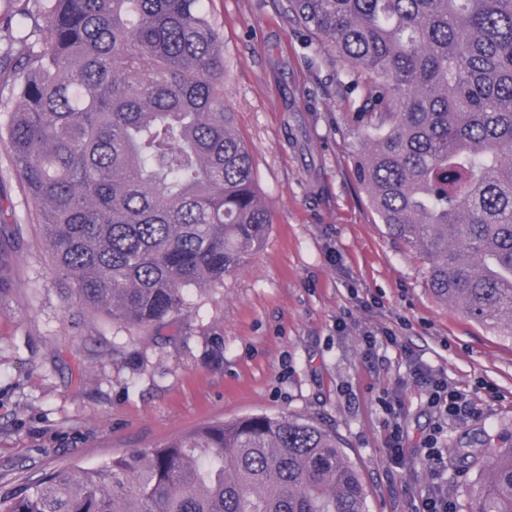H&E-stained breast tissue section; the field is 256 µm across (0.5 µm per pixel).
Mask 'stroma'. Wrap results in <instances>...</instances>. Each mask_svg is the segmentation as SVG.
I'll use <instances>...</instances> for the list:
<instances>
[{
	"instance_id": "obj_1",
	"label": "stroma",
	"mask_w": 512,
	"mask_h": 512,
	"mask_svg": "<svg viewBox=\"0 0 512 512\" xmlns=\"http://www.w3.org/2000/svg\"><path fill=\"white\" fill-rule=\"evenodd\" d=\"M280 0H209L224 30V94L252 150L271 222L223 285L191 290L142 329L71 301L0 143V495L197 428L266 414L336 432L368 512H415L430 482L421 440L436 419L421 364L474 396L444 428L449 497L464 504L491 446H512V338L437 299L423 260L393 239L352 173L351 102ZM494 396H487V389ZM401 402L408 447L385 457L379 400ZM476 465L460 469L454 449Z\"/></svg>"
}]
</instances>
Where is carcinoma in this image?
I'll return each mask as SVG.
<instances>
[{
  "label": "carcinoma",
  "instance_id": "obj_1",
  "mask_svg": "<svg viewBox=\"0 0 512 512\" xmlns=\"http://www.w3.org/2000/svg\"><path fill=\"white\" fill-rule=\"evenodd\" d=\"M6 139L57 278L134 328L220 285L271 223L204 0H15ZM358 105L352 170L437 298L512 337V0H282ZM463 512H512V447ZM0 512H368L336 433L253 415L55 468Z\"/></svg>",
  "mask_w": 512,
  "mask_h": 512
}]
</instances>
